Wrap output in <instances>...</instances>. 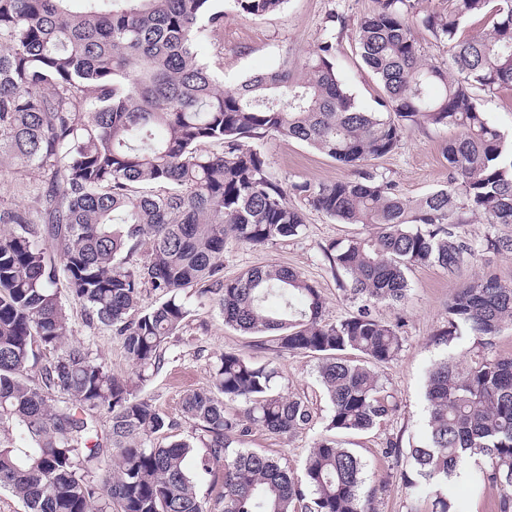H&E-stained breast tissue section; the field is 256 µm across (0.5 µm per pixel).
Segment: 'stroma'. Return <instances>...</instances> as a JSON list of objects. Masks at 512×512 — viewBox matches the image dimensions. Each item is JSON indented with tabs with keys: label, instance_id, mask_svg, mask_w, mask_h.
<instances>
[{
	"label": "stroma",
	"instance_id": "35a3bbf8",
	"mask_svg": "<svg viewBox=\"0 0 512 512\" xmlns=\"http://www.w3.org/2000/svg\"><path fill=\"white\" fill-rule=\"evenodd\" d=\"M377 6L376 0H286L280 10L260 16L239 14L231 0H225L224 28L210 33L199 44L202 58L214 69L221 87L279 65L283 57L302 61L316 50L325 37H333L335 66L345 88L357 104L373 109L382 94L375 76L363 64L355 45L360 19ZM342 17L334 31L326 26L331 16ZM449 134L443 130L408 128L399 148L388 156L372 160L371 168L385 174L400 194L417 199L448 184V162L443 148ZM263 150L273 172L286 183L333 181L347 176V169L307 145L279 135L265 139ZM39 181L37 171L23 168L7 154L0 153V207L29 204ZM369 226L341 224L320 213L308 212L306 227L292 237L261 247L227 239L224 244V275L268 264L290 266L320 288L327 299L326 317L340 320L355 312L359 302L346 295L340 277L334 276L322 249L333 241L367 236ZM492 270L512 285V253L477 251L455 272L437 266H419L409 274L410 290L399 305L377 304L375 315L387 322H401L403 347L396 360L382 370V378L394 393L400 409L396 416L368 432L340 436L343 447L353 449L366 464L364 491H375L376 512H406L408 501L401 481L393 475V461L385 455L390 440L402 447L419 443L427 430L425 383L427 372L437 361L449 358L462 363L474 348L469 337L449 343L435 342V333L446 321L448 301L458 288L471 282L483 270ZM181 298L191 310L182 329L170 340L162 369L149 381L138 383L121 341L102 326H88L82 304L64 296L73 339L89 343L115 376L134 381L138 397L150 400L173 421L172 429L156 438L166 445L175 440L198 441L192 423L182 415L184 394L209 385L211 366L225 352L240 353L275 367L276 388L307 395L313 420L291 436H275L256 430L245 447L269 454L302 473L304 460L317 438L325 432L329 408L317 376V360L308 354L281 350L273 336H253L228 327L219 310L201 301L196 289H186ZM448 490L460 512H498L502 491L482 482L478 465H470L452 476Z\"/></svg>",
	"mask_w": 512,
	"mask_h": 512
}]
</instances>
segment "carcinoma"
<instances>
[{
	"label": "carcinoma",
	"mask_w": 512,
	"mask_h": 512,
	"mask_svg": "<svg viewBox=\"0 0 512 512\" xmlns=\"http://www.w3.org/2000/svg\"><path fill=\"white\" fill-rule=\"evenodd\" d=\"M232 2L260 16L286 0ZM455 2L447 16L420 14V0H377L360 20L356 49L382 91L366 111L340 80L330 40L299 65L285 60L221 88L198 51L204 32L224 28L217 0H0V149L44 174L33 207L0 209V488L25 512H374L361 499L365 463L334 438L315 441L301 480L267 454L233 447L254 428L291 435L312 415L306 397L275 390L273 367L231 352L181 405L201 432L202 469L224 466L208 505L189 468L194 446L153 445L170 423L69 340L62 293L81 302L88 324L111 328L143 379L164 364L190 315L181 292L195 286L225 325L318 356L326 430L360 434L389 419L398 404L380 370L402 337L373 308L406 300L412 268L452 273L474 256L459 225H512V147L474 94L512 88V0ZM419 14L448 43L451 71L422 54ZM487 16L486 31L458 35L464 21ZM412 125L456 131L445 147L448 186L416 200L364 168L395 152ZM272 134L356 175L285 187L262 150ZM205 142L220 151L201 152ZM292 195L343 224L373 226L324 247L361 301L345 319L326 320L320 288L294 268L224 278L225 238L264 246L303 232ZM481 247L511 253L512 237L490 234ZM145 290L165 300L142 311ZM447 313L442 340L466 332L490 350L512 329V286L482 274ZM43 351L56 356L40 365ZM425 397L427 442L387 448L406 461L407 496L432 487V512H457L448 478L481 455L482 479L506 490L500 512H512V354L479 353L462 369L440 360Z\"/></svg>",
	"instance_id": "cac0c4a2"
}]
</instances>
